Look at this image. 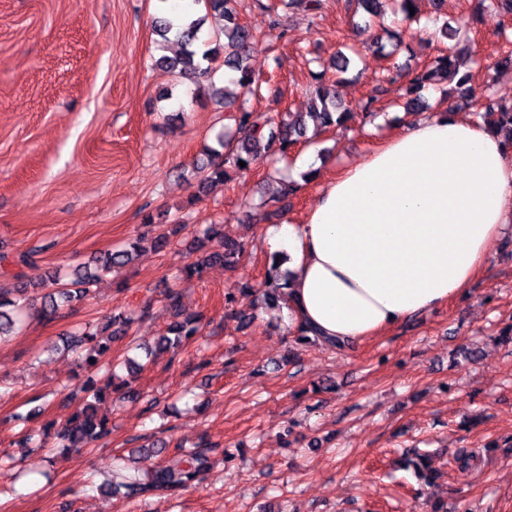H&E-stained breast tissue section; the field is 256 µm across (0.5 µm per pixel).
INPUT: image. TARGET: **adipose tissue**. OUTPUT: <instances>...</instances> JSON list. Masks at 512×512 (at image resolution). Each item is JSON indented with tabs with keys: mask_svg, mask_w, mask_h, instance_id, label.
I'll return each mask as SVG.
<instances>
[{
	"mask_svg": "<svg viewBox=\"0 0 512 512\" xmlns=\"http://www.w3.org/2000/svg\"><path fill=\"white\" fill-rule=\"evenodd\" d=\"M512 232V153L482 120L405 119L343 164L300 222L271 224L288 322L332 342L378 336L464 293Z\"/></svg>",
	"mask_w": 512,
	"mask_h": 512,
	"instance_id": "adipose-tissue-1",
	"label": "adipose tissue"
}]
</instances>
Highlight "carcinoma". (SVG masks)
Here are the masks:
<instances>
[{"instance_id":"carcinoma-1","label":"carcinoma","mask_w":512,"mask_h":512,"mask_svg":"<svg viewBox=\"0 0 512 512\" xmlns=\"http://www.w3.org/2000/svg\"><path fill=\"white\" fill-rule=\"evenodd\" d=\"M196 2L203 6L206 13L223 21L221 27L214 32V46L203 50L198 45V32L202 24L200 18L175 30L169 19L156 17L153 32L164 41L169 40V35L173 34L174 42L179 45L177 56H161L155 60V66L176 80H189L195 84L209 82V89L223 100L224 109L230 113V120L234 123L235 135H226L222 141L224 152H214L200 164V185L212 186L227 180L232 172L250 171L254 159L262 152L279 160L289 158L295 146L305 137L310 122L317 132L323 133L356 117L357 111L336 102L337 84L314 73L306 89L309 111L290 113L286 119L269 117L259 121L251 109L250 97L261 95L263 85L269 84V80L256 73L248 59L255 51L269 48L266 44L267 34L257 32L242 22L239 0ZM394 2L399 6L403 21L409 24L420 22L418 0ZM357 3L368 14L365 30L372 33L373 44H381L383 35L388 33L383 24L382 0H357ZM302 6L310 10L316 3L314 0L307 3L302 0H268L259 4L269 17L268 27L271 31L277 28L279 12ZM411 6L414 7L412 11L409 10ZM486 9L511 16L512 0H477L472 12L460 18V27H468ZM469 51V45L459 51L442 50L428 64L410 69L407 73V100L404 108L408 112L420 110L424 106L422 91L427 86L448 84V111H456L461 101L468 106L475 105L476 116L493 128L508 130L506 147L512 149V105H506L490 96L476 104L472 103V73L467 71L459 74L462 63L460 56ZM241 161L246 166H240ZM204 234L216 246L207 249L203 242H197L196 250L200 254L186 267V276L189 278L201 274L203 268L211 263L231 266L245 251L243 244L224 239L223 233L213 224L205 229ZM138 249V242L130 241L122 250L81 263L74 268L68 283L50 275L37 280L20 281L12 288H0V340L15 333L17 312L24 307L30 294L39 291L43 293L40 313L43 318L54 320L65 309L86 298L101 274L130 262ZM238 293L242 299L249 301L253 310L260 303L277 305L288 301L286 286L271 284L267 279L260 284L243 283ZM165 298L177 321L170 325L168 334L157 339L156 346L161 350H177L201 331V317L184 312L181 291L171 288ZM110 342L111 339L101 337V332L90 330L74 334L67 341V349L79 355L86 371L81 389L89 400L81 412L71 416L61 426L50 422L44 427L43 435H54L63 448L79 452L110 434L108 419L98 414L99 405L107 394L128 386V382L121 379L116 371L102 373L105 358L111 349ZM166 447L167 442L155 440L132 449L129 457H113L112 484L102 488L103 494L110 497L122 491L127 498H145L161 492L174 493L195 485L200 475L208 469L210 456L217 449L216 444L203 440L172 463L155 461Z\"/></svg>"}]
</instances>
